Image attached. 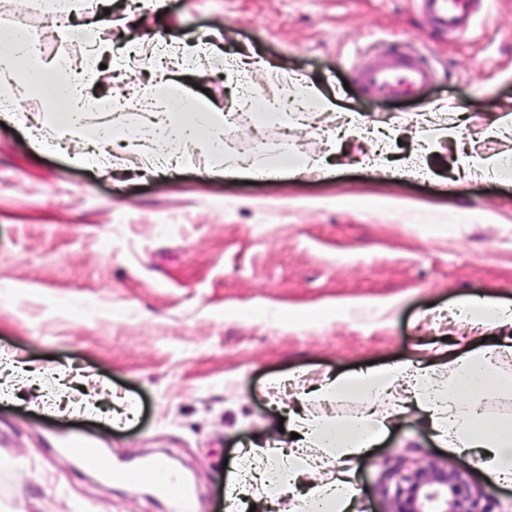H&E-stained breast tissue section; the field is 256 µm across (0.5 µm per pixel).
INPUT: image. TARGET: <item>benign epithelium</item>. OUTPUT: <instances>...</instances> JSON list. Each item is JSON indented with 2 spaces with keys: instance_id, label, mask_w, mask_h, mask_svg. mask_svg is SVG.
Segmentation results:
<instances>
[{
  "instance_id": "1",
  "label": "benign epithelium",
  "mask_w": 512,
  "mask_h": 512,
  "mask_svg": "<svg viewBox=\"0 0 512 512\" xmlns=\"http://www.w3.org/2000/svg\"><path fill=\"white\" fill-rule=\"evenodd\" d=\"M478 503L463 472L427 464L399 476L392 512H481Z\"/></svg>"
}]
</instances>
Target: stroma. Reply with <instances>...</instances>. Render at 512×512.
Here are the masks:
<instances>
[{
    "instance_id": "1",
    "label": "stroma",
    "mask_w": 512,
    "mask_h": 512,
    "mask_svg": "<svg viewBox=\"0 0 512 512\" xmlns=\"http://www.w3.org/2000/svg\"><path fill=\"white\" fill-rule=\"evenodd\" d=\"M124 2L92 7L109 15L115 45L140 55L153 32L194 41L220 27L226 57L271 62L272 72L248 79L259 104L287 99L299 76L333 104L304 114L293 135L241 104L234 81L207 73L197 86L234 113L230 154L286 168L325 155L345 113L373 125L412 115L450 125L459 109L465 147L512 151L511 125L483 135L512 110V0H489L462 36L436 33L415 0H166L159 13ZM1 22L53 52L35 0H0ZM398 39L436 76L418 95L375 96L358 71ZM365 149L355 138L329 174L252 185L206 174L197 149L154 174L141 153L127 155L130 172L104 171L73 164L50 126L0 125V352L39 371L35 385L0 387V512H172L141 485L102 480L62 453L73 433L121 463L178 464L194 479L198 512H225L229 464L248 444L284 437L292 392L267 390L270 377L316 381L423 346L495 345L449 309L463 294L512 306V185L466 180L451 140L427 154L398 144L397 159L423 168L417 178L361 165ZM63 369L101 407L126 396L137 419L114 429L43 411ZM425 461L468 471L484 512H512V486L438 446L413 405L357 461V512H391L400 473Z\"/></svg>"
}]
</instances>
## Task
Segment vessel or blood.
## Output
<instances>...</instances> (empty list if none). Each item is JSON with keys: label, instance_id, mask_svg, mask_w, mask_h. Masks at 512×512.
<instances>
[{"label": "vessel or blood", "instance_id": "b4317fda", "mask_svg": "<svg viewBox=\"0 0 512 512\" xmlns=\"http://www.w3.org/2000/svg\"><path fill=\"white\" fill-rule=\"evenodd\" d=\"M486 0H418L422 11L428 16L434 29L451 35L469 32L483 9ZM434 70L423 54L410 49L401 52L379 50L371 63L360 72V80L372 93L398 97L418 91L433 77ZM70 453L81 456L91 466L105 471L108 460L82 436L69 441ZM130 479L152 484L162 495L178 502L190 499L188 487L175 479L165 463L159 460L130 472Z\"/></svg>", "mask_w": 512, "mask_h": 512}]
</instances>
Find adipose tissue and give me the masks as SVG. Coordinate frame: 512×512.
<instances>
[{
  "mask_svg": "<svg viewBox=\"0 0 512 512\" xmlns=\"http://www.w3.org/2000/svg\"><path fill=\"white\" fill-rule=\"evenodd\" d=\"M46 16L57 20L60 42L81 39L87 46V62L99 67L109 59L111 71L128 70L126 55L114 51L102 36L99 24H68L70 15L86 11V0H41ZM223 36L215 31L213 43L165 46L168 68L158 69L153 81L141 83L137 94L100 97L84 85L79 67L57 57L44 56L25 30L0 25V97L18 103L39 95L42 114L55 127L58 140L79 143L73 159L81 165L111 166L113 154H127L146 147L162 151L167 160L182 161L184 147L193 146L223 160L228 174L247 173L256 178L279 177L281 168L257 164L224 154V111L196 98L184 83L202 56L222 66L224 54L217 44ZM141 107L142 117L134 135L117 129L116 120L128 103ZM103 115L95 130H88L91 115ZM427 120L409 118L397 127L370 131L362 116L347 114L330 131L328 144L338 151L344 139L364 138L369 146L366 161L385 162L393 140L419 142L421 152L433 148L423 139ZM461 323L484 335L512 327V308L468 296L456 302ZM512 355V345L470 347L462 351L439 347L409 361L358 372L323 376L315 389H301L296 400L332 402L357 399V414L340 417L312 414L307 409L287 412L292 438L250 444L242 469L236 470L225 488L226 512H247L250 504L274 505L287 501L286 512H353L355 462L381 442L397 416L413 403L422 423L449 453L478 461L494 482L512 483V421L480 412L479 402L492 394H512V376L499 375L492 355ZM383 396L395 399L393 411L378 409Z\"/></svg>",
  "mask_w": 512,
  "mask_h": 512,
  "instance_id": "1",
  "label": "adipose tissue"
}]
</instances>
